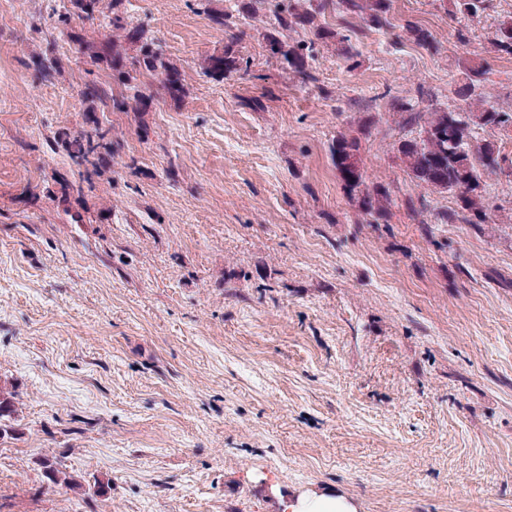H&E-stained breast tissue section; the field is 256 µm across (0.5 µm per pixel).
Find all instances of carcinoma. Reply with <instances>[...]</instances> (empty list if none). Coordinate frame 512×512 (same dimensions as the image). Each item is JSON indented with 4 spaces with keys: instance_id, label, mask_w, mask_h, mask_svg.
Instances as JSON below:
<instances>
[{
    "instance_id": "carcinoma-1",
    "label": "carcinoma",
    "mask_w": 512,
    "mask_h": 512,
    "mask_svg": "<svg viewBox=\"0 0 512 512\" xmlns=\"http://www.w3.org/2000/svg\"><path fill=\"white\" fill-rule=\"evenodd\" d=\"M68 2L70 6H62L57 16L58 24H68L75 13L86 20L102 18L106 26L120 32L118 38H107L98 44L76 38L80 51L87 54L91 64L104 63L112 70L113 86L87 82L81 90L84 98L117 112H143L151 100L143 93L144 80H155L172 97L183 92L182 72L147 38L145 29L127 15L125 0ZM338 3L349 13L366 15L368 22L377 27L389 25V0H241L240 9L255 19L270 18L272 30L266 34L269 53L286 73L302 84H309L317 81L312 62L319 43L336 45L345 61L357 63L358 53L351 44V36L319 22V17ZM300 30L311 38L294 37ZM240 40L239 35H230L222 53L204 59L203 73L225 80L241 79L248 74L236 49ZM493 45L496 52L512 56V21L498 27ZM462 74L463 80L454 89L459 104L453 109L431 107L422 112L410 103L393 105L400 116L399 125L420 127L418 136L399 141L397 152L408 174L418 184L456 194L460 211L444 215L443 221L459 219L466 224H485L487 213L479 169L503 171L502 156L491 141L472 144V132L477 127L512 131V111L496 109L478 92L485 74L483 66L468 61L463 64ZM110 133L111 129H104L97 123L91 130L78 132L66 141V151L77 165L92 166L81 174L82 181L89 186L97 175V162L93 157L112 153ZM360 148L359 137L338 133L330 148L332 163L359 209L371 217H380L393 199L387 189L366 183ZM15 413L14 392L0 386V423L11 419ZM43 468L50 482L72 489L83 488L61 461L48 459Z\"/></svg>"
}]
</instances>
